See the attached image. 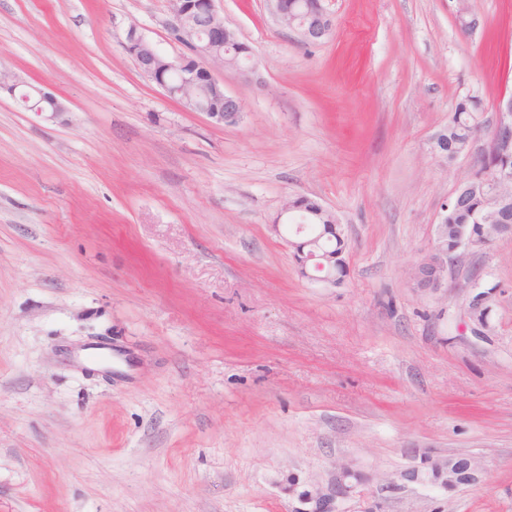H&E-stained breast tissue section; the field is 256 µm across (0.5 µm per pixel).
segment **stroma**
Instances as JSON below:
<instances>
[{
	"mask_svg": "<svg viewBox=\"0 0 512 512\" xmlns=\"http://www.w3.org/2000/svg\"><path fill=\"white\" fill-rule=\"evenodd\" d=\"M216 7L256 70L216 72L231 126L125 53L133 24L182 53L168 0H0V69L68 107L0 96V512H310L345 466L341 512H512V238L411 280L512 91V0H337L317 46L266 0ZM296 195L344 230L339 287L271 230ZM456 456L478 483L404 478ZM475 110H479L478 102L463 100L458 103L456 111L448 124V158L451 152L465 147L468 141L472 140L474 135L473 123L477 128H481L479 113H473L472 118L469 114V111ZM470 143L466 148L461 149L456 157L465 152L470 147Z\"/></svg>",
	"mask_w": 512,
	"mask_h": 512,
	"instance_id": "1",
	"label": "stroma"
}]
</instances>
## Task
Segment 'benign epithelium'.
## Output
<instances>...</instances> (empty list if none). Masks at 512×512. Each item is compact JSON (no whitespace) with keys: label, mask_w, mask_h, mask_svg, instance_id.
I'll list each match as a JSON object with an SVG mask.
<instances>
[{"label":"benign epithelium","mask_w":512,"mask_h":512,"mask_svg":"<svg viewBox=\"0 0 512 512\" xmlns=\"http://www.w3.org/2000/svg\"><path fill=\"white\" fill-rule=\"evenodd\" d=\"M268 2L277 22L293 31L301 42L317 45L332 34L334 21L328 8L329 0ZM169 3L171 10L163 25L171 37L184 47V53L172 58L162 55L135 25L127 30L124 51L140 73L150 80L154 79L159 70L173 67L178 69L180 77L175 85L161 83L159 87L185 109L202 112L217 124H237L242 118L244 106L238 98L225 92L224 84L214 77L213 69L232 68L246 78L252 76L255 73L254 66L241 59L242 53L250 52L249 46L241 43L236 31L226 25L224 16L215 8L214 0H169ZM203 77L208 79L216 96L223 101V109L211 110L196 103L194 92ZM2 91L17 99L25 109L38 114L49 113L56 117L68 111L66 104L56 96L26 84L7 70L0 71V92ZM504 144L512 145V94H504L497 101L496 120L488 135L486 151H495ZM510 180L512 172L500 170L493 172L491 176L486 174L480 177L478 183L486 206L498 213L496 233L499 237H512V199L501 197L498 191V183ZM471 184V179L461 182L454 195L441 206L436 228V245L411 272L416 287L432 291L448 287V261H459L465 256L475 254L477 243L465 225L457 230L460 240L457 250L450 254L445 247L448 237V226L445 224L448 207L463 199ZM308 201L309 198L304 196L286 199L279 217L291 220L301 214L305 220H311L314 212L309 208ZM284 241L292 252L301 277L333 287L343 284V280L336 274V252L324 250L315 254L306 251L315 241L301 233L291 238L286 237ZM479 474V464L469 457L450 458L432 467L433 479L442 481L450 490L478 482Z\"/></svg>","instance_id":"benign-epithelium-1"}]
</instances>
